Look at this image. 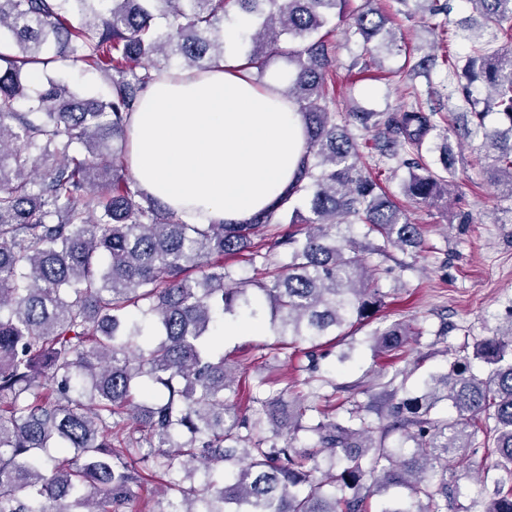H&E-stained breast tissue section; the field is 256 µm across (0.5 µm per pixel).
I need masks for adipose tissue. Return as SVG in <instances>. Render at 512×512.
Masks as SVG:
<instances>
[{
    "mask_svg": "<svg viewBox=\"0 0 512 512\" xmlns=\"http://www.w3.org/2000/svg\"><path fill=\"white\" fill-rule=\"evenodd\" d=\"M237 31L205 73L164 70L129 124V166L139 187L192 224L239 222L273 209L306 150L296 102L240 70Z\"/></svg>",
    "mask_w": 512,
    "mask_h": 512,
    "instance_id": "ef3b65f1",
    "label": "adipose tissue"
}]
</instances>
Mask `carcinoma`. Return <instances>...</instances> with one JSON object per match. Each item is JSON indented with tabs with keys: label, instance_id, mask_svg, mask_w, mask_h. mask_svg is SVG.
<instances>
[{
	"label": "carcinoma",
	"instance_id": "obj_1",
	"mask_svg": "<svg viewBox=\"0 0 512 512\" xmlns=\"http://www.w3.org/2000/svg\"><path fill=\"white\" fill-rule=\"evenodd\" d=\"M467 2L479 17L467 28L503 41H475L463 66L452 65L467 78L465 111L442 114L409 73V106L348 112L339 124L328 110L329 35L344 18L365 53L380 33L400 50L375 9L348 12V0H0V512H128L153 478L163 489L148 512H369V498L390 487L412 502L380 512H426L415 503L448 498V483L465 478L457 455L479 439L498 456L497 476L482 480L491 483L483 512H512V320L417 395L398 397L390 379L377 425L360 410L329 417L322 389L333 383L318 374L317 351L384 306L370 258L424 244L361 165L351 129L368 137L378 168L406 170L401 194L415 204L450 194V134L479 141L490 186L512 197V0ZM234 8L255 20L241 34L254 76L278 54L292 69L285 92L299 105L307 154L288 197L303 208L189 224L129 173V115L154 73L224 61ZM56 62L99 71L108 95L82 98L50 77L31 92L32 69ZM493 109L497 126L486 124ZM261 245L283 261L227 287L224 256L248 249L253 262ZM226 314H267L277 335L310 345V375L253 398L256 417L227 396L236 376L216 352ZM414 335L395 321L373 332V345L400 355ZM473 359L491 365L486 376L471 372ZM441 400L454 416H432ZM309 412L317 417L304 426ZM304 429L315 446H293Z\"/></svg>",
	"mask_w": 512,
	"mask_h": 512
}]
</instances>
